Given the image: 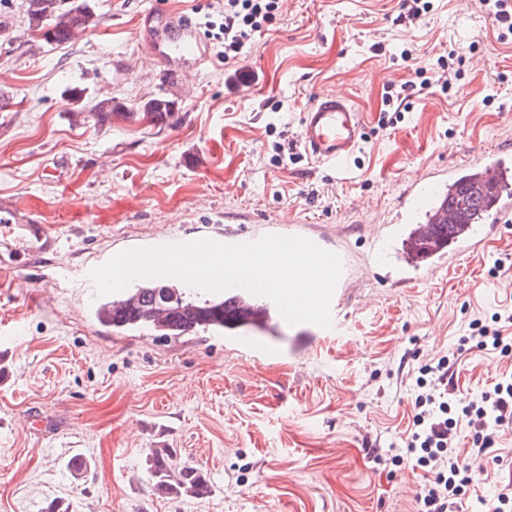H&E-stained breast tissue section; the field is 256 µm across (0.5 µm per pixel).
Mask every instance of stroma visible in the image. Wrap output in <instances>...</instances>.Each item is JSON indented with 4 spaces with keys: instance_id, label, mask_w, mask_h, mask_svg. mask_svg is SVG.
<instances>
[{
    "instance_id": "obj_1",
    "label": "stroma",
    "mask_w": 512,
    "mask_h": 512,
    "mask_svg": "<svg viewBox=\"0 0 512 512\" xmlns=\"http://www.w3.org/2000/svg\"><path fill=\"white\" fill-rule=\"evenodd\" d=\"M206 2L89 0L93 23L55 45L32 35L23 0H0V201L56 238L57 265L225 214L237 227L329 225L354 262L377 248L395 270L384 232L408 182L512 154V38L499 40L477 0H431L410 24L396 20L399 0H279L246 58L161 64L153 32L177 14L205 34ZM455 48L464 61L447 88L437 59ZM421 74L430 89L379 128L387 94ZM322 93L364 115L340 174L298 144ZM160 95L175 103L162 126L143 115ZM105 99L116 112H88ZM192 148L207 166L184 164ZM42 268L23 230L0 223V322L22 324L0 336V512H45L58 498L74 512H415L404 485L425 471L374 457L401 451L418 366L455 350L473 318L491 325L512 311V218L471 257L411 284L361 282L335 335L281 325L280 356L267 362L210 332L113 336L72 285L45 293ZM511 369L512 358L472 349L454 384L476 396ZM152 448L201 471L211 494H155ZM77 454L90 462L80 475ZM478 474L464 505L512 493V432Z\"/></svg>"
}]
</instances>
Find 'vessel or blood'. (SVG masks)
I'll return each instance as SVG.
<instances>
[{"instance_id":"obj_1","label":"vessel or blood","mask_w":512,"mask_h":512,"mask_svg":"<svg viewBox=\"0 0 512 512\" xmlns=\"http://www.w3.org/2000/svg\"><path fill=\"white\" fill-rule=\"evenodd\" d=\"M169 49L173 55L188 57L202 62L207 52L197 30L188 17L175 19L166 32ZM363 116L343 97L333 94L318 95L303 112L299 141L304 151L319 163L343 170L357 149L362 138ZM506 175V160L496 156L473 164L470 184L481 194H493ZM406 197L422 209L424 220L419 224L401 227L398 252L408 271L434 270L443 267L448 260L457 259L479 250L481 241L476 238L470 225L461 223L455 204H443L421 194L418 183H408ZM291 235L311 240L318 246L339 255L342 275L330 302L331 312H338L340 297L350 287L354 278L364 275L381 276L384 268L374 260L354 265L344 238L330 226L305 224L292 220L290 225L258 223L242 231L232 225L206 226L195 235L171 233L164 236L167 244L185 243L189 238H209L220 243L237 244L254 242L267 235ZM224 319L235 328L244 330L250 342L255 343L258 356L277 358L275 349L261 344V336L267 335L271 326L283 323L284 318L276 305L268 298L254 295L240 287L225 289ZM139 313L137 300L131 299L128 290L116 292L111 306L98 309L97 315L104 320L129 321Z\"/></svg>"}]
</instances>
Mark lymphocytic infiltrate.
Wrapping results in <instances>:
<instances>
[{
	"label": "lymphocytic infiltrate",
	"instance_id": "f902f5d3",
	"mask_svg": "<svg viewBox=\"0 0 512 512\" xmlns=\"http://www.w3.org/2000/svg\"><path fill=\"white\" fill-rule=\"evenodd\" d=\"M207 8V36L218 48V60L225 63L250 47L255 34L272 21L277 0H209ZM449 363L444 355L418 368L412 426L404 440L406 469L428 475L417 498L418 512H459L462 495L475 481L457 452L460 426L470 432L469 454L474 458L487 456L512 427V371L472 399L456 393L448 377Z\"/></svg>",
	"mask_w": 512,
	"mask_h": 512
}]
</instances>
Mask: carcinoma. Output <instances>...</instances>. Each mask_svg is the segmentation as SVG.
Listing matches in <instances>:
<instances>
[{"mask_svg":"<svg viewBox=\"0 0 512 512\" xmlns=\"http://www.w3.org/2000/svg\"><path fill=\"white\" fill-rule=\"evenodd\" d=\"M25 14L28 27L40 33L50 44H63L71 40L77 33L84 31L93 18V12L86 0H25ZM146 114L153 119L161 120L172 116L174 102L163 97L149 100L143 107ZM457 205L460 214L472 224L481 223L487 213L484 200L470 191L468 184L462 182L457 192ZM204 307L211 305L220 308V302L208 300L204 295H193L188 288H174L166 282L159 283L147 290L141 299V305L147 311L151 324L144 329L161 336H178L179 326L172 325L162 319L189 306ZM151 475L154 490L159 495H185L194 498H205L212 492L211 486L202 472L190 466L177 467L172 464L173 454L168 448L150 449Z\"/></svg>","mask_w":512,"mask_h":512,"instance_id":"cac0c4a2","label":"carcinoma"}]
</instances>
